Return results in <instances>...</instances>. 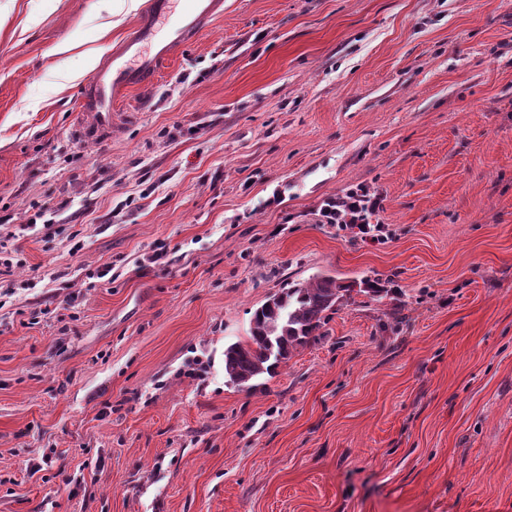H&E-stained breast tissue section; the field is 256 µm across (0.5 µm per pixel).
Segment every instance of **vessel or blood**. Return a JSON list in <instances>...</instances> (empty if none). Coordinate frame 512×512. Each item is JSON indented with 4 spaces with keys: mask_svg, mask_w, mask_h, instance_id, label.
<instances>
[{
    "mask_svg": "<svg viewBox=\"0 0 512 512\" xmlns=\"http://www.w3.org/2000/svg\"><path fill=\"white\" fill-rule=\"evenodd\" d=\"M223 12L224 0H148L140 18L78 96V108L91 126L110 129L117 98L155 85L161 64L191 45Z\"/></svg>",
    "mask_w": 512,
    "mask_h": 512,
    "instance_id": "vessel-or-blood-1",
    "label": "vessel or blood"
}]
</instances>
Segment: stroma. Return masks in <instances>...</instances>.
<instances>
[{
  "label": "stroma",
  "instance_id": "35a3bbf8",
  "mask_svg": "<svg viewBox=\"0 0 512 512\" xmlns=\"http://www.w3.org/2000/svg\"><path fill=\"white\" fill-rule=\"evenodd\" d=\"M140 15L0 0V512H512V0H224L88 130ZM319 273L390 292L227 385ZM360 197H367L365 194H358L357 192L348 193L346 199L341 204L347 212V214L354 218L353 224H341L344 220H341L342 214L336 210V204H331L332 209L327 210V213H323V216L328 217L327 223L335 224L341 230H351L355 234L361 235L364 240H370L371 242L386 241L388 239L387 228L384 224H370L366 215L362 214L360 202L363 201ZM357 230V231H356Z\"/></svg>",
  "mask_w": 512,
  "mask_h": 512
}]
</instances>
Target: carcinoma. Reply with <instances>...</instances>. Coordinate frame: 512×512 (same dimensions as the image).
<instances>
[{
  "label": "carcinoma",
  "instance_id": "1",
  "mask_svg": "<svg viewBox=\"0 0 512 512\" xmlns=\"http://www.w3.org/2000/svg\"><path fill=\"white\" fill-rule=\"evenodd\" d=\"M351 291L336 278L316 275L292 283L254 312L249 336L224 346V379L247 390L275 370L300 347L320 339L327 312L334 311Z\"/></svg>",
  "mask_w": 512,
  "mask_h": 512
}]
</instances>
